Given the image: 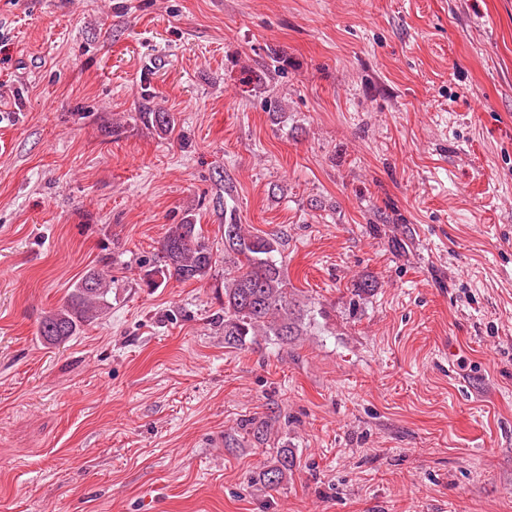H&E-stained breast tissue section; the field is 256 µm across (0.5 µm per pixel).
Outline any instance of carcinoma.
<instances>
[{
	"label": "carcinoma",
	"instance_id": "1",
	"mask_svg": "<svg viewBox=\"0 0 512 512\" xmlns=\"http://www.w3.org/2000/svg\"><path fill=\"white\" fill-rule=\"evenodd\" d=\"M268 61L251 70L261 85L273 78L271 65L283 59L275 48L267 49ZM138 117L148 128L164 134L175 131V119L169 112H151L144 108ZM278 238L254 233L238 222L235 210L224 207V344L241 349L259 337H274L286 344L303 333L304 309L288 291V275L281 261ZM217 259L208 239L187 214L174 224L160 242L153 269L146 284L157 288L163 282H186L207 277ZM114 277L96 269L88 270L68 292L61 306L46 312L38 327V336L48 346L61 344L76 336L82 327L98 319L112 306ZM272 422L245 424V434L259 444L271 435ZM296 459L288 448H274L270 458L254 476L264 490L273 491L288 480Z\"/></svg>",
	"mask_w": 512,
	"mask_h": 512
}]
</instances>
